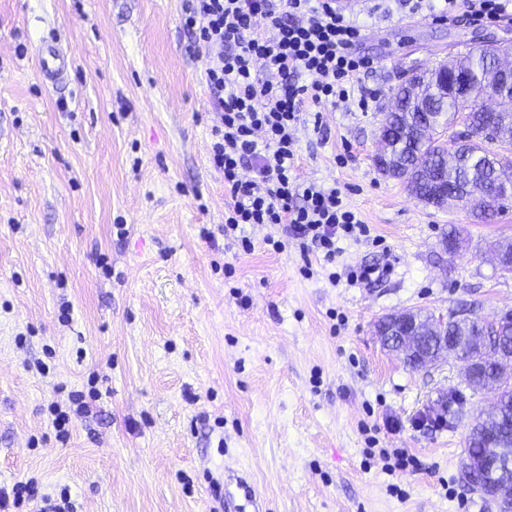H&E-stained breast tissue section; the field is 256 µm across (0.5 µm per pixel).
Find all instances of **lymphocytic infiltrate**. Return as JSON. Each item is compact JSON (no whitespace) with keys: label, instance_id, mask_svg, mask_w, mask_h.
<instances>
[{"label":"lymphocytic infiltrate","instance_id":"lymphocytic-infiltrate-1","mask_svg":"<svg viewBox=\"0 0 512 512\" xmlns=\"http://www.w3.org/2000/svg\"><path fill=\"white\" fill-rule=\"evenodd\" d=\"M181 24L186 54L207 59L225 239L248 253L246 226L280 224L302 251L335 261L337 239L367 227L336 188L298 182L294 131L310 106L349 99L370 64L361 25L336 0H183Z\"/></svg>","mask_w":512,"mask_h":512}]
</instances>
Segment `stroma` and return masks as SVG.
Here are the masks:
<instances>
[{
    "label": "stroma",
    "instance_id": "35a3bbf8",
    "mask_svg": "<svg viewBox=\"0 0 512 512\" xmlns=\"http://www.w3.org/2000/svg\"><path fill=\"white\" fill-rule=\"evenodd\" d=\"M351 9L373 64L348 101L317 105L321 131L298 125L296 174L338 188L382 243L338 239L329 263L293 241L271 250L278 226L247 227L251 252L227 245L206 61L184 51L182 0H0V488L65 487L77 512H224L233 468L265 512H499L461 472L496 390L447 404L462 362L410 369L376 324L512 310L493 253L512 241V210L482 221L426 205L372 155L399 75L512 45V24L472 22L465 0L446 19L400 0ZM51 38L73 58L53 85L33 56ZM383 261L387 278L349 282ZM92 375L95 412L59 442L49 406ZM383 448L418 467L386 473Z\"/></svg>",
    "mask_w": 512,
    "mask_h": 512
}]
</instances>
